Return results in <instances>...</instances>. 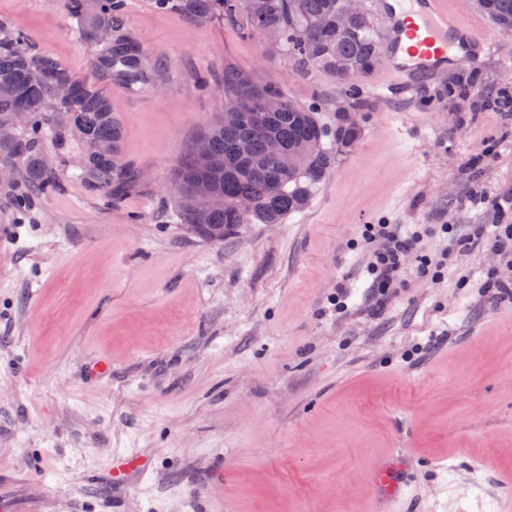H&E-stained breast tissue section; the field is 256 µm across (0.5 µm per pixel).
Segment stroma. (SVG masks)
<instances>
[{"label":"stroma","instance_id":"obj_1","mask_svg":"<svg viewBox=\"0 0 512 512\" xmlns=\"http://www.w3.org/2000/svg\"><path fill=\"white\" fill-rule=\"evenodd\" d=\"M38 51L90 76L95 49L60 0H0ZM157 91L109 87L137 174L88 190L78 140L48 145L61 190L18 209L0 184V512H365L367 473L408 463L395 512L512 502V261L449 250V228L512 224V32L406 92L335 75L239 23L128 0ZM280 82L335 129H361L307 206L215 243L177 224L170 173L224 113L225 68ZM209 78L201 87L198 76ZM487 91L486 99L472 88ZM370 224L424 227L375 308ZM345 284L344 310L336 284ZM145 462L122 486L120 458Z\"/></svg>","mask_w":512,"mask_h":512}]
</instances>
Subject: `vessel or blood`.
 Instances as JSON below:
<instances>
[{"instance_id":"obj_1","label":"vessel or blood","mask_w":512,"mask_h":512,"mask_svg":"<svg viewBox=\"0 0 512 512\" xmlns=\"http://www.w3.org/2000/svg\"><path fill=\"white\" fill-rule=\"evenodd\" d=\"M385 21L380 38V88L412 90L419 82L460 63L483 65L492 51L485 21L468 12L463 0H377ZM374 512H389L399 500L406 468L388 455L368 471Z\"/></svg>"}]
</instances>
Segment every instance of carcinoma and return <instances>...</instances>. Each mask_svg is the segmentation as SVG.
<instances>
[{
	"mask_svg": "<svg viewBox=\"0 0 512 512\" xmlns=\"http://www.w3.org/2000/svg\"><path fill=\"white\" fill-rule=\"evenodd\" d=\"M157 11H177L195 22L241 19L242 27L272 37L285 53L331 71L344 84L369 72L379 61V41L369 17L343 16L338 0H152ZM487 18L512 27V0H480ZM79 24V35L94 45L92 76L80 78L57 58L36 51L24 34L0 19V125L20 111L25 127L0 140V160L21 164L31 191L45 194L59 187L49 169L44 144L52 137L65 145L70 132L62 116L70 114L82 128L83 177L92 192L120 196L135 177L123 161V124L112 111L108 85L119 82L146 91L157 88L142 46L126 30L127 0H64ZM314 110L288 98L276 82L260 83L248 72L224 69V118L202 132L209 158L179 160L172 172L180 224H218L229 234L240 224H280L303 210L311 192L326 177L332 154L353 148L357 123L336 124L331 146ZM277 139L281 149L269 151ZM112 143L101 156L97 143ZM224 197L222 207L209 199ZM240 196L252 211L234 207Z\"/></svg>",
	"mask_w": 512,
	"mask_h": 512,
	"instance_id": "cac0c4a2",
	"label": "carcinoma"
}]
</instances>
